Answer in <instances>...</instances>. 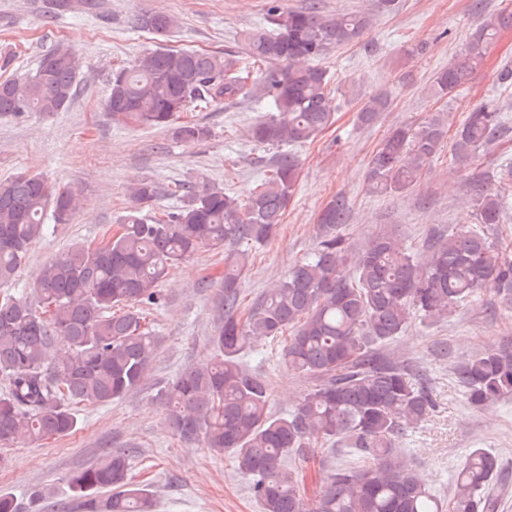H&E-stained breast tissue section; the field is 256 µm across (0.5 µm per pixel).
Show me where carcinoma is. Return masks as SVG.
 Wrapping results in <instances>:
<instances>
[{"mask_svg":"<svg viewBox=\"0 0 512 512\" xmlns=\"http://www.w3.org/2000/svg\"><path fill=\"white\" fill-rule=\"evenodd\" d=\"M270 31L245 37L251 74L230 53L160 49L112 73L106 108L131 123L166 128L191 104L223 98L264 100L268 111L251 126L252 139L278 149L272 174L246 198L199 180L171 191L179 206L143 217L138 206L158 196L154 181L129 188L137 208L98 244H79L46 263L22 289L14 284L50 218L69 224L78 206L73 191L38 175L0 181V445L63 438L78 424L77 406L107 405L141 381L159 340L144 312L160 309V285L201 249L224 250V274L213 298L211 356L180 372L162 398L174 432L210 451L229 453L250 482L262 512H492L482 490L497 475V457L477 448L441 500L415 470L398 460L395 439L433 413L430 393L409 369L377 346L403 335L413 320L435 324L492 289L512 304V256L493 236L512 205V159L496 164V186L475 193L476 222L450 227L420 248L385 232L349 254L340 229L349 213L338 194L323 209L318 249L273 284L244 319L237 316L252 247L269 242L294 193L299 161L284 149L314 140L334 122L327 73L315 61L333 45L359 41L371 25L364 12L324 15L312 2L285 10L270 0ZM512 13L484 17L464 48L436 73L431 96L449 98L467 85L494 47ZM138 28L164 36L177 20L145 13ZM83 59L60 44L35 71L0 81V116L64 111L80 92ZM385 93L362 102L357 120L369 125L388 109ZM451 113L418 126L393 129L372 155L367 190L378 196L411 191L442 152ZM503 128L495 105L481 103L456 125L451 164L467 170L489 151ZM288 335L277 362L318 384L282 415L269 410L268 383L245 368L251 341ZM467 404L482 409L512 395V347L481 351L456 364ZM322 442L354 448L367 464L338 468L312 502L287 459ZM136 449L105 455L73 472L68 488L83 512H154L145 485L129 481Z\"/></svg>","mask_w":512,"mask_h":512,"instance_id":"1","label":"carcinoma"}]
</instances>
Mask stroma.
Instances as JSON below:
<instances>
[{"mask_svg":"<svg viewBox=\"0 0 512 512\" xmlns=\"http://www.w3.org/2000/svg\"><path fill=\"white\" fill-rule=\"evenodd\" d=\"M98 17L68 14L45 18L41 0H0V53L15 59L0 69V80L32 71L58 44L74 47L84 59L81 92L64 111L27 112L0 117V180L18 174L40 175L74 191L79 209L72 223L50 229L31 249L18 273L31 283L45 263L77 243L100 241L116 231L132 209L131 183L151 179L163 192L146 206V215L178 206L168 190L202 177L237 195H247L271 165L274 150L256 144L249 128L265 110L262 101L227 99L210 108H189L208 128L204 140L175 137L172 129L115 121L104 101L113 71L156 48L244 54V36L266 20L268 0H101ZM472 0H399L397 9L375 18L356 43L329 48L317 60L326 70L335 123L311 143L292 146L300 176L274 238L252 249L240 290L239 316H246L271 283L284 279L298 261L318 247L316 224L332 197L348 199L350 215L341 230L351 249L389 231L410 248L419 247L439 228L475 221L472 177L440 157L416 187L386 197L366 191L367 163L386 134L411 126L435 112L462 121L481 102L494 103L507 116L508 132L495 150L481 153L478 172L491 170L500 153L512 154V86L497 75L512 66V28L498 40L476 78L447 99L425 92L431 77L458 54L478 22ZM163 12L178 24L159 37L138 29V15ZM388 93L392 105L377 122L363 126L357 112L368 96ZM224 273V253L203 249L171 270L161 289L166 305L146 318L160 338L143 382L107 405H85L71 436L0 447V490L14 496L19 512H80L67 489L68 476L104 453L136 449L130 475L148 484L157 512H261L250 483L230 455H216L201 443H184L169 426L161 393L184 369L204 362L214 325L212 285ZM512 343V308L492 291L457 308L438 324L412 322L403 336L383 349L387 358L422 374L437 401L436 411L395 440L403 457L441 498L452 493L456 470L469 453L482 448L500 463L489 494L495 512H512V396L475 410L468 407L452 367L476 351ZM275 342H254L243 363L268 381L271 413L288 412L312 389L314 378L277 365ZM357 459L344 447H315L288 460L314 499L327 476ZM57 494L39 499L38 491Z\"/></svg>","mask_w":512,"mask_h":512,"instance_id":"obj_1","label":"stroma"}]
</instances>
